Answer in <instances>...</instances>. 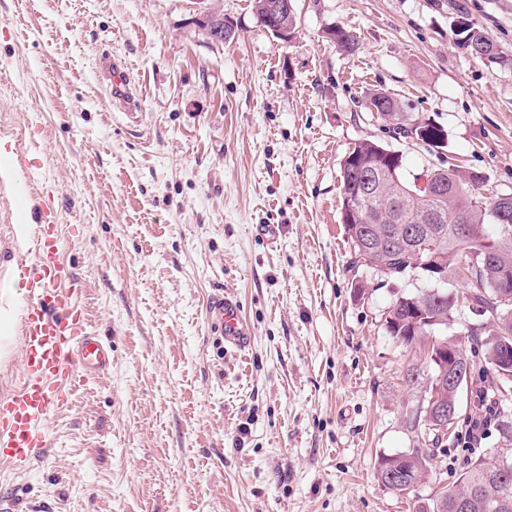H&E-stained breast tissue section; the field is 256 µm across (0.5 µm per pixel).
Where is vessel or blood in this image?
Wrapping results in <instances>:
<instances>
[{
    "instance_id": "obj_1",
    "label": "vessel or blood",
    "mask_w": 512,
    "mask_h": 512,
    "mask_svg": "<svg viewBox=\"0 0 512 512\" xmlns=\"http://www.w3.org/2000/svg\"><path fill=\"white\" fill-rule=\"evenodd\" d=\"M101 73L111 101L126 109L137 106L133 85L119 63L104 59ZM32 261L13 269L25 284L21 305L23 363L16 385L0 399V458L23 468L48 443L50 416L68 404L78 383L98 378L112 367V346L89 330L84 312L73 300L80 291L69 267L57 257L51 227L38 225ZM208 322L217 327L225 347L244 350L249 343L239 304L231 296L212 300ZM46 500L26 504L0 493V512H50Z\"/></svg>"
}]
</instances>
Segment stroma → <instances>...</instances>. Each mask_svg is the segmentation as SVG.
Listing matches in <instances>:
<instances>
[{"label":"stroma","mask_w":512,"mask_h":512,"mask_svg":"<svg viewBox=\"0 0 512 512\" xmlns=\"http://www.w3.org/2000/svg\"><path fill=\"white\" fill-rule=\"evenodd\" d=\"M290 40L250 0H222L238 36L208 42L193 0H0V256H32L57 227L85 316L112 370L79 385L24 469L0 490L55 512H409L378 483L381 457L423 447L415 427L428 339L386 327L394 300L435 287L350 263L340 166L355 142L403 156L406 175L455 163L483 196L512 193V65L473 58L460 19L512 55V0H296ZM341 26L348 53L325 36ZM122 60L140 108L109 102L99 71ZM391 95L436 121L442 149L390 134L365 103ZM272 224L275 238L255 231ZM233 296L250 334L225 352L206 321ZM467 411L436 455L430 498L462 469L480 412L482 349Z\"/></svg>","instance_id":"35a3bbf8"}]
</instances>
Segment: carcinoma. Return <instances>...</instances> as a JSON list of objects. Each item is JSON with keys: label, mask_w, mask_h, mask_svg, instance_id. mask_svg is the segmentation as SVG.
I'll use <instances>...</instances> for the list:
<instances>
[{"label": "carcinoma", "mask_w": 512, "mask_h": 512, "mask_svg": "<svg viewBox=\"0 0 512 512\" xmlns=\"http://www.w3.org/2000/svg\"><path fill=\"white\" fill-rule=\"evenodd\" d=\"M461 43L473 39L476 45V58L489 63H499L505 59L494 40L484 30L473 25L458 29ZM331 42L346 52L354 50L356 37L344 28L330 31ZM368 105L380 113V119L391 124L395 134L405 138H416L430 149L442 146L443 129L435 122H419L402 110L399 103L389 95L377 92L369 97ZM391 150L372 141L363 140L349 151L354 161L349 170H340L341 200L349 202L360 217L367 219V233L372 235L378 249L366 253L361 245L365 235L362 231L345 224L353 258L352 265L359 260L380 262L394 271H408L418 262L427 259L428 250L419 244L409 247L395 246L390 241V230L400 224H412L423 213L439 212L438 223L432 225L436 237L427 243H439L443 248V266L438 271L424 270L432 279L443 275L464 279L465 288L458 295L448 291L428 295L417 294L399 296L389 310L386 320L391 336L411 344L420 336L448 326V321L457 311L460 296L468 295L478 304L483 313L492 317L491 328L480 340L485 347L484 372L491 377L493 386L512 377V369L501 366V353L512 347V305L500 304V295L512 294V222L504 225L506 234L497 239L486 235L485 226L494 221L493 206L488 199L474 193L475 187L483 182V175L452 164L444 173L435 176V191L428 193L417 185L419 177L408 180L403 175V165L390 168ZM394 170V174L384 178L378 193L366 196L358 191L362 178L375 170ZM465 223L473 226L475 235L470 244H461L456 239V228ZM494 252L493 261L485 263L484 257L477 254L479 249ZM421 299L427 308L426 318L413 314L409 301ZM432 350L448 352V361L467 363L469 358L462 345L454 340L432 341ZM430 449L416 448L410 453H397L381 458L376 478L386 480L390 470L403 472L413 487L431 480L429 468ZM467 505L466 512H512V468L503 471L493 463V456L483 454L471 462L451 485H446L427 499L413 496L412 512H459V502Z\"/></svg>", "instance_id": "carcinoma-1"}]
</instances>
